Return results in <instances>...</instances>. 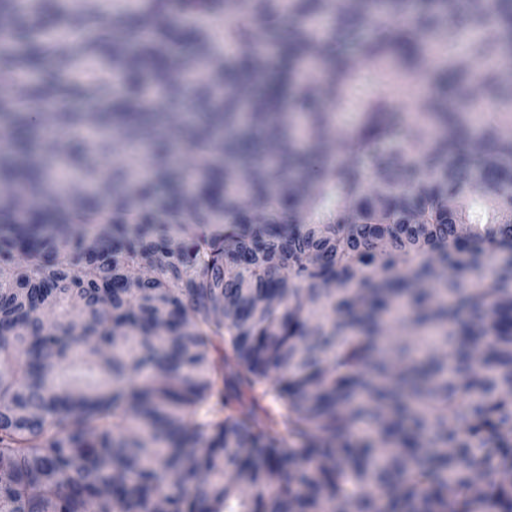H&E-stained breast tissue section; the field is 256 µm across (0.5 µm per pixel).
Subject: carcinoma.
<instances>
[{"label":"carcinoma","mask_w":512,"mask_h":512,"mask_svg":"<svg viewBox=\"0 0 512 512\" xmlns=\"http://www.w3.org/2000/svg\"><path fill=\"white\" fill-rule=\"evenodd\" d=\"M0 19V512H512V0ZM430 64H424L419 67L413 74L403 95L394 98V103L399 112H403L408 116L419 112L423 103L422 92L428 83L430 76Z\"/></svg>","instance_id":"cac0c4a2"}]
</instances>
